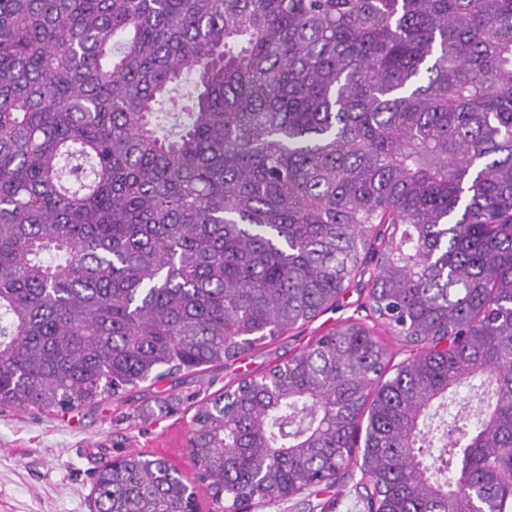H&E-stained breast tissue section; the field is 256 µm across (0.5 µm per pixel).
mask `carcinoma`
I'll return each instance as SVG.
<instances>
[{"label": "carcinoma", "mask_w": 512, "mask_h": 512, "mask_svg": "<svg viewBox=\"0 0 512 512\" xmlns=\"http://www.w3.org/2000/svg\"><path fill=\"white\" fill-rule=\"evenodd\" d=\"M364 277L422 354L390 376L349 319L199 404L218 512L327 480L364 417L370 508H500L512 0H0V408L235 360ZM92 503L195 507L167 460L106 448Z\"/></svg>", "instance_id": "carcinoma-1"}]
</instances>
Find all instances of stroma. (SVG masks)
<instances>
[{
  "mask_svg": "<svg viewBox=\"0 0 512 512\" xmlns=\"http://www.w3.org/2000/svg\"><path fill=\"white\" fill-rule=\"evenodd\" d=\"M367 289H348L336 309L286 332L238 360L203 370L181 371L156 386H142L124 398H109L68 413L5 409L0 412V512H90L98 450L113 456L137 450L162 457L185 479L193 477L187 440L195 405L258 375L298 353L347 318L362 320L383 341L393 363L419 355L373 316ZM166 412L140 418L155 400ZM246 512H367L366 491L356 464L341 469L335 483L321 484L280 501L254 500Z\"/></svg>",
  "mask_w": 512,
  "mask_h": 512,
  "instance_id": "1",
  "label": "stroma"
}]
</instances>
